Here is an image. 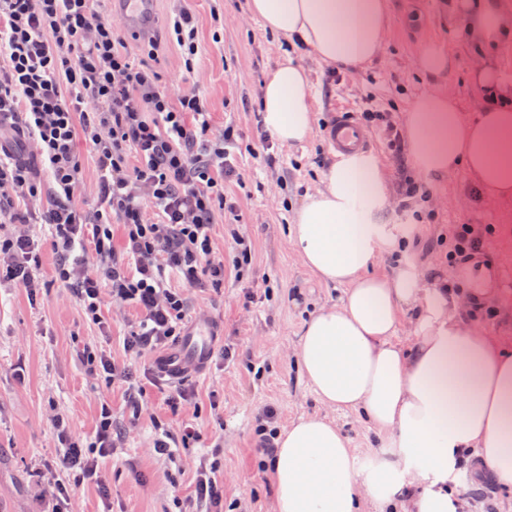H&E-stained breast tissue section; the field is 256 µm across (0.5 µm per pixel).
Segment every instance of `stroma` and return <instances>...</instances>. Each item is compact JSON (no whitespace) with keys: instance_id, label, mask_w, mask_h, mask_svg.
<instances>
[{"instance_id":"obj_1","label":"stroma","mask_w":512,"mask_h":512,"mask_svg":"<svg viewBox=\"0 0 512 512\" xmlns=\"http://www.w3.org/2000/svg\"><path fill=\"white\" fill-rule=\"evenodd\" d=\"M198 27L199 52L193 72H186L178 47L170 40L167 19L173 0H157L153 34L156 65L169 86L188 87L204 95L215 129L237 126L239 178L224 184L233 215L216 214L210 233L223 256L220 288L187 290L190 316H208L218 327L217 348L232 356L213 358L205 373L188 376L194 396L172 410L163 395L164 379L153 371L155 353L135 355L124 343L139 312L113 302L103 292L100 331L82 311L71 287L56 277L58 257L48 240L50 228L30 225L41 240L34 274L41 284L36 300L9 281L0 282V512H57L56 499L39 497L59 452L51 427L54 418L69 421L80 446L95 440L100 410L109 406L122 432L116 452L100 459L104 485L78 484L81 512H205L195 498L196 472L211 468L224 487L226 512H274V489L268 470L260 469L255 427L265 409L276 413L277 427L302 415L326 414L296 362V349L308 314L340 303L344 289L319 280L290 244L292 215L319 184L331 163L325 137L335 111L364 107L390 113L405 127L412 99L437 86L453 90L465 119L478 117L486 101L475 86V59L458 36L460 20L450 0H387L389 21L384 48L369 64L331 71L308 47L265 31L247 0H186ZM434 45L456 57L452 70L429 81L419 70L422 50ZM301 63L313 86L316 121L301 144L278 147L273 165L253 157L260 128V93L266 78L285 55ZM369 151L383 161L393 206L392 223L409 218L399 207L404 179L427 193L428 218L411 241L409 257L427 274L441 276L450 265L448 242L457 227L472 225L484 238L476 266L488 268L505 308L476 312L473 321L487 334L512 342V200L487 202L464 169L428 180L414 169L410 156L396 158L378 129H370ZM248 236L252 262L236 270L233 233ZM110 355L117 368L136 375L138 390L122 379L93 371L89 359ZM140 399V417L132 415ZM194 426L198 441L174 448L160 458L153 444L160 429L178 433ZM466 512H512V488L496 478L464 468L458 484Z\"/></svg>"}]
</instances>
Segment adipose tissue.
<instances>
[{
	"instance_id": "ef3b65f1",
	"label": "adipose tissue",
	"mask_w": 512,
	"mask_h": 512,
	"mask_svg": "<svg viewBox=\"0 0 512 512\" xmlns=\"http://www.w3.org/2000/svg\"><path fill=\"white\" fill-rule=\"evenodd\" d=\"M273 34L312 49L324 65L358 66L383 47L385 0H248ZM462 35L475 49L512 43V15L501 0H459ZM475 83L486 93L479 118L465 122L452 94L423 92L411 102L407 129L416 171L426 177L464 168L491 200L512 198V77L481 58ZM265 129L284 146L314 130L308 74L284 58L264 82ZM385 166L360 150L335 155L322 187L295 211L291 242L322 281L346 288L340 304L307 320L297 351L309 388L327 407L359 413L380 438L356 456L341 426L299 417L276 439L270 461L275 512H464L456 488L462 465L478 458L512 486V348L465 324L477 304L498 305L481 276L456 273L461 291L406 261L375 272L385 252L403 253L413 227L385 220ZM413 314L407 340L398 336Z\"/></svg>"
}]
</instances>
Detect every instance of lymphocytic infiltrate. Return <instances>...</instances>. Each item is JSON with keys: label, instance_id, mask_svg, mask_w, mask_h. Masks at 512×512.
<instances>
[{"label": "lymphocytic infiltrate", "instance_id": "f902f5d3", "mask_svg": "<svg viewBox=\"0 0 512 512\" xmlns=\"http://www.w3.org/2000/svg\"><path fill=\"white\" fill-rule=\"evenodd\" d=\"M94 0H0V209L10 223L26 224L18 202L37 201L42 173L52 178L40 212L51 226L58 279L71 286L92 322L101 323L102 286L136 308L140 319L125 344L135 354L174 343L188 315L183 292L167 285L177 273L185 286L218 288L224 259L210 226L228 209L224 182L235 176L233 126L214 132L206 99L192 89L172 92L151 63L132 59L123 27L99 15ZM168 31L186 71L199 51L188 8L174 11ZM88 140L99 179L97 207L86 209L76 191L81 161L77 137ZM31 160H24V151ZM123 228V249L112 247V227ZM90 241L98 257L87 273L71 254ZM40 247L27 232L0 239V274L36 299L31 262ZM61 450L48 491L70 503L63 474L99 481V458L116 446L109 409H102L92 449L74 441L70 425L54 419Z\"/></svg>", "mask_w": 512, "mask_h": 512}]
</instances>
